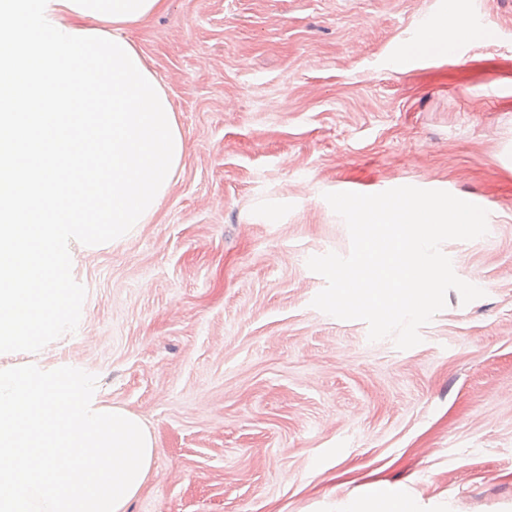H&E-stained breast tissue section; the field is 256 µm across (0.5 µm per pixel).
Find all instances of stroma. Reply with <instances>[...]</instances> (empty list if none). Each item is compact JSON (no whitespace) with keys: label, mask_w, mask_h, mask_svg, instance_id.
<instances>
[{"label":"stroma","mask_w":512,"mask_h":512,"mask_svg":"<svg viewBox=\"0 0 512 512\" xmlns=\"http://www.w3.org/2000/svg\"><path fill=\"white\" fill-rule=\"evenodd\" d=\"M463 55L396 54L437 19ZM186 154L125 242L74 249L79 321L40 354L155 440L129 512H512V0H167L126 32ZM429 185L488 212L442 250L483 298L397 349L312 307L350 251L323 195ZM278 212L275 224L256 213Z\"/></svg>","instance_id":"35a3bbf8"}]
</instances>
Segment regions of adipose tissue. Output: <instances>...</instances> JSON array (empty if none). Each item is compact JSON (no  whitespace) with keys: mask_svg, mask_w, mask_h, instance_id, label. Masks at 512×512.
<instances>
[{"mask_svg":"<svg viewBox=\"0 0 512 512\" xmlns=\"http://www.w3.org/2000/svg\"><path fill=\"white\" fill-rule=\"evenodd\" d=\"M165 0H0V512H127L154 437L42 349L82 313L71 243L129 239L186 145L124 28Z\"/></svg>","mask_w":512,"mask_h":512,"instance_id":"adipose-tissue-1","label":"adipose tissue"}]
</instances>
